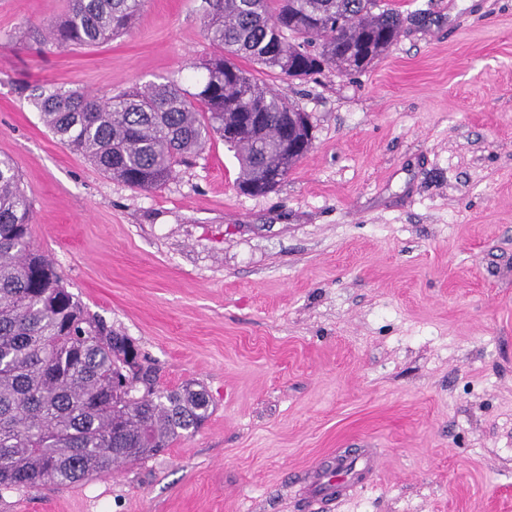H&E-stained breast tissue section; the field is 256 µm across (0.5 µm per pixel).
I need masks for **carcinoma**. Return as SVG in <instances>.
I'll use <instances>...</instances> for the list:
<instances>
[{"instance_id": "obj_1", "label": "carcinoma", "mask_w": 512, "mask_h": 512, "mask_svg": "<svg viewBox=\"0 0 512 512\" xmlns=\"http://www.w3.org/2000/svg\"><path fill=\"white\" fill-rule=\"evenodd\" d=\"M195 91L166 78L100 99L41 92L46 128L71 151L127 186L160 189L224 130L240 191L260 195L273 165L290 171L282 127L295 105L259 75L303 80L326 69L361 72L398 37L402 19L374 0H209ZM143 0H70L45 40L94 46L126 33ZM246 61L252 68L240 65ZM263 112V125L243 121ZM33 205L18 169L0 156V490L70 486L119 462L141 460L196 432L204 390L160 391L149 367L129 373L122 336L90 315L48 255L31 242Z\"/></svg>"}]
</instances>
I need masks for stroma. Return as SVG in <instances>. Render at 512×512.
<instances>
[{
	"instance_id": "1",
	"label": "stroma",
	"mask_w": 512,
	"mask_h": 512,
	"mask_svg": "<svg viewBox=\"0 0 512 512\" xmlns=\"http://www.w3.org/2000/svg\"><path fill=\"white\" fill-rule=\"evenodd\" d=\"M390 2L403 26L365 71L265 74L315 141L251 196L222 140L134 189L33 105L39 87L195 90L205 0H144L92 47L37 40L68 0H0V156L34 245L160 388L210 399L163 452L2 492L0 512H313L306 471L364 448L374 474L324 512H512V0Z\"/></svg>"
}]
</instances>
